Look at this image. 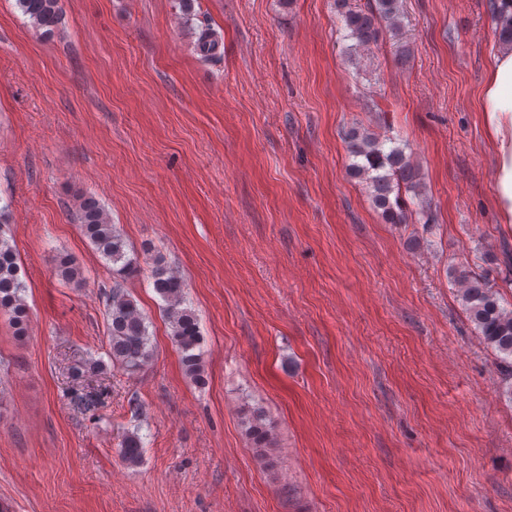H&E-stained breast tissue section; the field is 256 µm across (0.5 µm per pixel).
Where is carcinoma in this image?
<instances>
[{
	"mask_svg": "<svg viewBox=\"0 0 512 512\" xmlns=\"http://www.w3.org/2000/svg\"><path fill=\"white\" fill-rule=\"evenodd\" d=\"M22 13L33 27L51 35L61 23V0H17ZM350 57L378 41L384 33L402 40V0H367L360 7L350 0H337ZM492 21L499 44L512 48V0H494ZM387 140L365 128L347 134V150L357 162L350 173L365 180L375 206L387 223L404 219L402 192L420 195V178L412 155L405 148H385ZM78 220L85 237L95 251L112 264V289L107 307L109 356L112 366L130 374L140 370L153 356L146 318L124 288V281L140 271L138 254L129 249L107 211L92 197L81 200ZM52 270L61 279L81 284L80 265L69 255L52 257ZM459 284L460 300L477 334L497 352L499 373L505 392L512 399V307L500 305L492 286L480 275L450 269ZM151 275L156 292L165 302L170 338L181 355L185 375L203 385L206 381L201 352L202 338L195 313L187 306L184 283L176 271L165 265L162 256L152 259ZM0 314L11 320L16 335L27 332L28 312L25 285L19 276L18 257L9 240L0 234ZM244 426L252 447L270 448L274 432L264 411L251 408L244 416ZM143 454V440L138 432H128L121 442V457L128 465H137Z\"/></svg>",
	"mask_w": 512,
	"mask_h": 512,
	"instance_id": "carcinoma-1",
	"label": "carcinoma"
}]
</instances>
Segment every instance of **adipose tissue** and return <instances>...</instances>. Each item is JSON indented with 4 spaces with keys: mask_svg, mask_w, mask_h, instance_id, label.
Masks as SVG:
<instances>
[{
    "mask_svg": "<svg viewBox=\"0 0 512 512\" xmlns=\"http://www.w3.org/2000/svg\"><path fill=\"white\" fill-rule=\"evenodd\" d=\"M480 109L493 147L500 221L512 224V50L497 52L489 60Z\"/></svg>",
    "mask_w": 512,
    "mask_h": 512,
    "instance_id": "obj_1",
    "label": "adipose tissue"
}]
</instances>
